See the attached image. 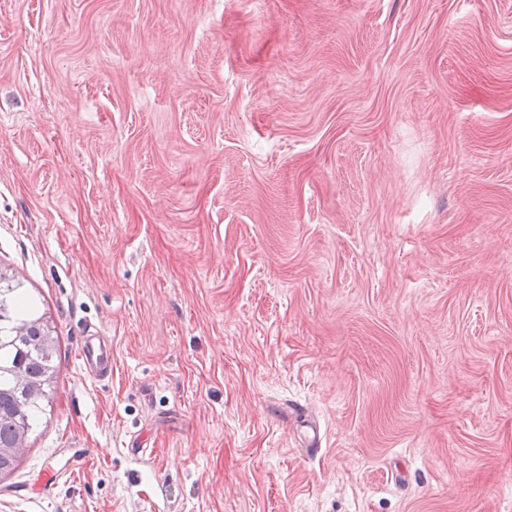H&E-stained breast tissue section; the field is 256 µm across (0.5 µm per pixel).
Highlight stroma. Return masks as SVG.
Returning a JSON list of instances; mask_svg holds the SVG:
<instances>
[{
	"label": "stroma",
	"mask_w": 512,
	"mask_h": 512,
	"mask_svg": "<svg viewBox=\"0 0 512 512\" xmlns=\"http://www.w3.org/2000/svg\"><path fill=\"white\" fill-rule=\"evenodd\" d=\"M0 273V512H512V0H0ZM21 293V282L0 274V474L15 468L17 445L36 426L57 373L56 337L42 317L18 306ZM93 336H82V341L77 353V359L81 366L87 367L88 365L95 364L101 366L105 363V370L109 368L112 372V362L108 361L107 353L104 352L101 344L98 345L94 342Z\"/></svg>",
	"instance_id": "stroma-1"
}]
</instances>
